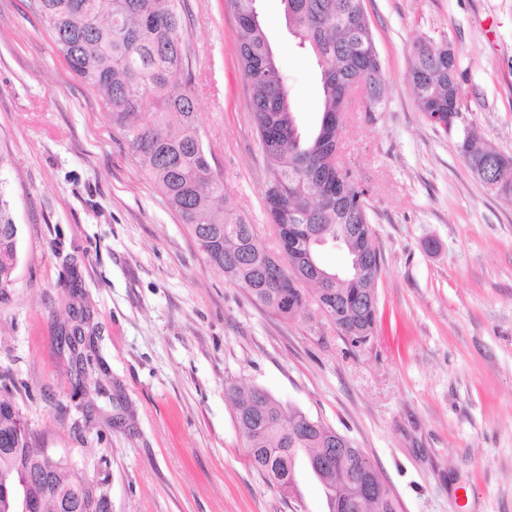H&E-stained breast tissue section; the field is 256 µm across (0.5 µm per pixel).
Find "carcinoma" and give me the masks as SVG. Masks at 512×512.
Segmentation results:
<instances>
[{"label":"carcinoma","mask_w":512,"mask_h":512,"mask_svg":"<svg viewBox=\"0 0 512 512\" xmlns=\"http://www.w3.org/2000/svg\"><path fill=\"white\" fill-rule=\"evenodd\" d=\"M52 36L57 51L74 74L98 90L110 108L112 125L125 132L127 149L190 231L207 261L259 303L284 316L304 314L318 300L336 316L341 310L365 336L375 333V309L361 306L365 292L379 278L380 251L331 283L329 294L307 295L294 267H303L298 250L286 252L282 269L276 253L259 237L255 225L239 213L226 192L224 178L212 166V154L197 122L191 74L186 72L185 25L180 0H30ZM257 0H228L238 25V60L249 85L259 144L267 170L263 202L269 221L308 224L330 246L345 248L348 258L373 234L368 191L342 165L329 163L338 147L341 115L353 99L351 85L366 90L365 111L385 105L382 65L364 0H281L289 30L301 49L315 56L322 92L316 131L302 134L288 90V76L278 64ZM410 83L426 120L440 126L436 114L458 119L465 89L448 48L419 43L413 51ZM152 111L145 112L146 104ZM469 146L459 147L474 174L497 181L495 194L512 200V157H504L482 137L469 132ZM19 228L0 193V303L15 284ZM71 335L90 323L88 311L71 310ZM235 420L252 464L281 492L293 485L295 459L315 457L338 447L350 449L340 471H321L329 512H399L397 500L383 488L359 507L346 508L349 482L364 476V465L351 442L261 387L227 384ZM50 480L52 494L67 500L63 512H84L93 494L105 489L73 471L66 461L33 446L16 406L0 399V487L23 471Z\"/></svg>","instance_id":"1"}]
</instances>
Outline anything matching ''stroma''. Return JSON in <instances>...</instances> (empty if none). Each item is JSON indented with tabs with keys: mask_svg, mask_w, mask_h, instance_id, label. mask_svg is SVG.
Wrapping results in <instances>:
<instances>
[{
	"mask_svg": "<svg viewBox=\"0 0 512 512\" xmlns=\"http://www.w3.org/2000/svg\"><path fill=\"white\" fill-rule=\"evenodd\" d=\"M28 4L0 0V192L20 229L0 394L34 446L101 483L111 512H327L305 461L286 493L253 467L226 393L235 381L346 436L399 512H512V201L457 151L472 128L512 155V0H365L386 106L347 113L339 138L382 256L363 346L260 304L207 262ZM180 6L213 166L275 246L236 19L225 0ZM258 8L311 133L316 60L281 0ZM419 40L457 56L466 95L451 129L432 127L412 93ZM73 306L91 315L76 343Z\"/></svg>",
	"mask_w": 512,
	"mask_h": 512,
	"instance_id": "stroma-1",
	"label": "stroma"
}]
</instances>
